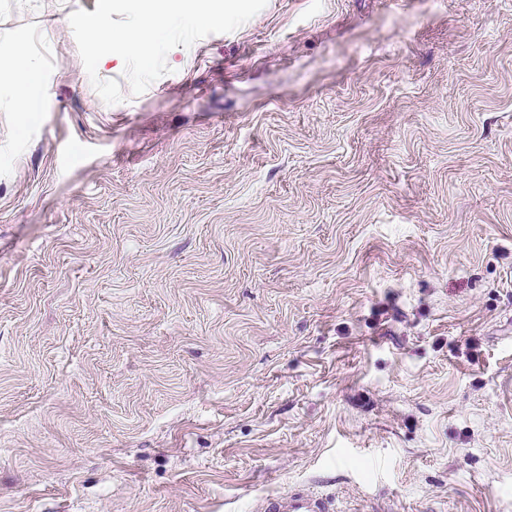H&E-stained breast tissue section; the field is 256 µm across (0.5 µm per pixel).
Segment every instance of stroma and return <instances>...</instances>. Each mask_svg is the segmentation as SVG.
Wrapping results in <instances>:
<instances>
[{"label":"stroma","mask_w":512,"mask_h":512,"mask_svg":"<svg viewBox=\"0 0 512 512\" xmlns=\"http://www.w3.org/2000/svg\"><path fill=\"white\" fill-rule=\"evenodd\" d=\"M0 0V512H512V0H267L121 102ZM8 51L10 65L0 70V81L15 88L19 111H34L36 96L42 86L40 70L30 61L21 42L11 43ZM258 512H333L332 497L298 488L288 493L271 494L260 498Z\"/></svg>","instance_id":"35a3bbf8"}]
</instances>
